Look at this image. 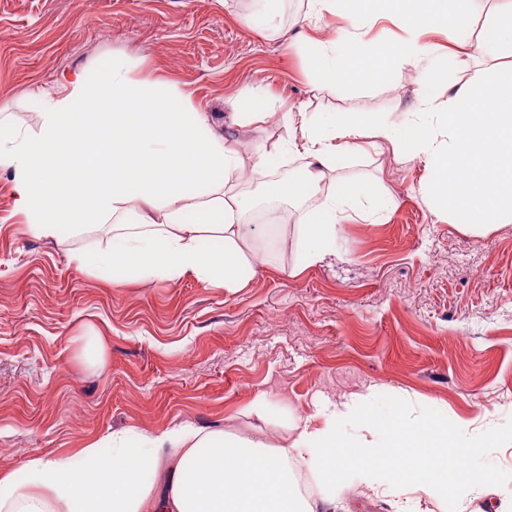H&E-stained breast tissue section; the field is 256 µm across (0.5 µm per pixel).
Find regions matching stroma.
<instances>
[{"label":"stroma","instance_id":"1","mask_svg":"<svg viewBox=\"0 0 512 512\" xmlns=\"http://www.w3.org/2000/svg\"><path fill=\"white\" fill-rule=\"evenodd\" d=\"M256 0H0V110L38 126L39 95L75 69L116 59L138 77L177 85L208 112L243 165L238 189L266 185L258 148L286 144L291 112H378L405 121L428 77L466 82L473 70L512 69V47L461 64L460 37L430 32L436 55L383 84L319 87L309 38L343 28L333 16L302 24L308 0H283L275 27L246 26ZM270 100L273 119H244L246 91ZM423 161L368 152L334 177L389 201L375 221H344L336 261L293 274L297 226L257 237L268 256L230 293L187 276L116 283L71 258L106 248L94 231L63 242L34 237L14 211L0 171V478L23 481L35 457H73L128 428L183 421L280 442L300 418L322 424L327 401L365 396L380 410L401 399L415 415L512 430V223L476 234L428 208ZM101 336L104 359L83 339ZM462 467L494 475L483 499L512 497V447L485 448ZM348 512H455L453 497L409 500L352 484Z\"/></svg>","mask_w":512,"mask_h":512}]
</instances>
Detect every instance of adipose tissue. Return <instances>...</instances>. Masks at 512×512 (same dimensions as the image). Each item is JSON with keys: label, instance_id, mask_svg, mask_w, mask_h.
Segmentation results:
<instances>
[{"label": "adipose tissue", "instance_id": "adipose-tissue-1", "mask_svg": "<svg viewBox=\"0 0 512 512\" xmlns=\"http://www.w3.org/2000/svg\"><path fill=\"white\" fill-rule=\"evenodd\" d=\"M316 16H338L337 37L317 43L310 63L322 86L384 82L398 67L419 66L434 51L421 31L464 32L469 13L451 0H310ZM382 18L405 34L371 40ZM512 38V2L496 11L482 37L465 42L469 57L495 54ZM130 63L73 71L43 92L37 130L0 119V169L11 174L15 209L44 239L108 229L106 249L74 253L81 266L168 282L191 275L233 292L264 256L243 223L252 200L237 189L241 161L194 105L189 92L131 77ZM298 135L287 149L259 152L271 169L284 152L305 161L301 180H279L274 197L313 201L297 227L302 266L335 257L342 222L382 207L379 196L350 181L334 193L324 181L337 159L369 138L407 159H426L423 194L441 220L467 228L512 223V75L482 72L464 84L423 85L414 119L398 124L375 112L336 119L289 114ZM147 207V218L126 223ZM324 422L299 420L289 443L213 432L185 423L160 432L127 429L81 448L74 458H33L23 483L0 479V512H335L333 491L360 478L371 490L454 494L461 512L491 483L481 471L452 474L448 461L512 442L496 428L479 433L466 422L401 409L382 414L364 399L328 403ZM309 466L328 498L298 493L294 467Z\"/></svg>", "mask_w": 512, "mask_h": 512}]
</instances>
